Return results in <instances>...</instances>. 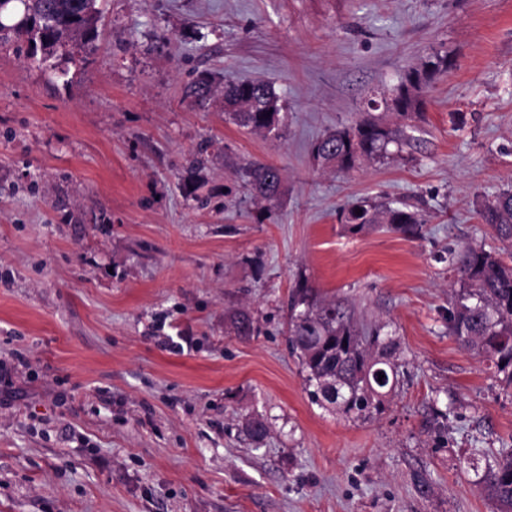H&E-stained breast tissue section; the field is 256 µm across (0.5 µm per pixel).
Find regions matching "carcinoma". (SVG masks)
Here are the masks:
<instances>
[{"instance_id":"carcinoma-1","label":"carcinoma","mask_w":512,"mask_h":512,"mask_svg":"<svg viewBox=\"0 0 512 512\" xmlns=\"http://www.w3.org/2000/svg\"><path fill=\"white\" fill-rule=\"evenodd\" d=\"M22 6L20 18L7 25L0 21V42L27 40L38 46L42 61L72 59L95 49L101 10L98 0H0V15ZM451 64L448 52L433 50L407 70L385 99L386 107L404 117L416 111L420 92ZM211 92L205 81L186 87L183 99L203 104ZM224 111L247 129L279 137L284 126L280 97L260 80L224 84ZM405 137L365 118L338 128L320 139L314 148L317 159L350 170L365 161L387 157V147ZM251 191L264 199L280 191L281 172L272 164L254 163L245 171ZM362 210L357 215L355 211ZM480 217L504 241L512 242V190L485 202ZM353 231L384 224L405 235L419 234L416 212L404 207H382L368 200L343 211ZM459 291L448 309V333L461 346L483 356L496 373L512 385V266L494 252L467 245L452 258ZM303 310H298V307ZM288 345L298 354L306 371V383L315 400L333 405L346 418L366 417L382 406L381 390L397 374L393 362L396 342L373 332L360 335L348 304L321 299L312 286L300 282L290 300ZM383 378H378V375ZM474 484L497 505V512H512V448L498 452L494 463L475 472Z\"/></svg>"}]
</instances>
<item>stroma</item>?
I'll return each instance as SVG.
<instances>
[{"mask_svg":"<svg viewBox=\"0 0 512 512\" xmlns=\"http://www.w3.org/2000/svg\"><path fill=\"white\" fill-rule=\"evenodd\" d=\"M101 8L86 60L0 43V512H495L474 470L512 448V388L448 333V255L512 257L478 215L512 189V0ZM439 48L422 109L374 113L401 150L349 172L313 156ZM244 79L280 96L281 138L225 113ZM253 162L280 168L277 199L252 195ZM363 198L420 236L350 233ZM302 280L394 338L380 412L310 397L287 340Z\"/></svg>","mask_w":512,"mask_h":512,"instance_id":"stroma-1","label":"stroma"}]
</instances>
